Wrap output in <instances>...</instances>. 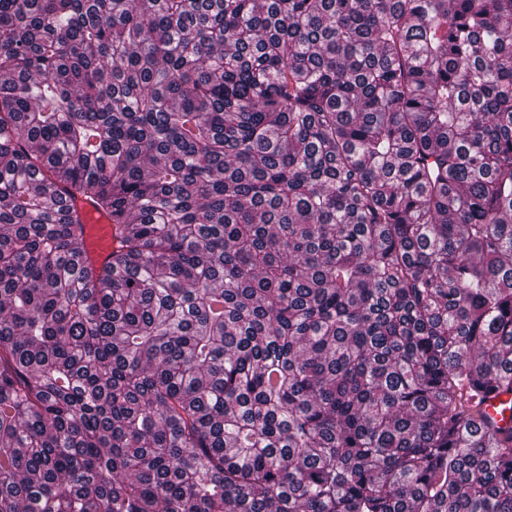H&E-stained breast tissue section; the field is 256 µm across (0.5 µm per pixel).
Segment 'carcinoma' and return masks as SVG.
I'll return each mask as SVG.
<instances>
[{
    "label": "carcinoma",
    "mask_w": 512,
    "mask_h": 512,
    "mask_svg": "<svg viewBox=\"0 0 512 512\" xmlns=\"http://www.w3.org/2000/svg\"><path fill=\"white\" fill-rule=\"evenodd\" d=\"M496 389L512 0H0V512H512ZM75 205L86 219L83 230L88 251L83 258V265L98 268L108 262L112 254V225L107 217L98 213L88 201L78 200Z\"/></svg>",
    "instance_id": "cac0c4a2"
}]
</instances>
